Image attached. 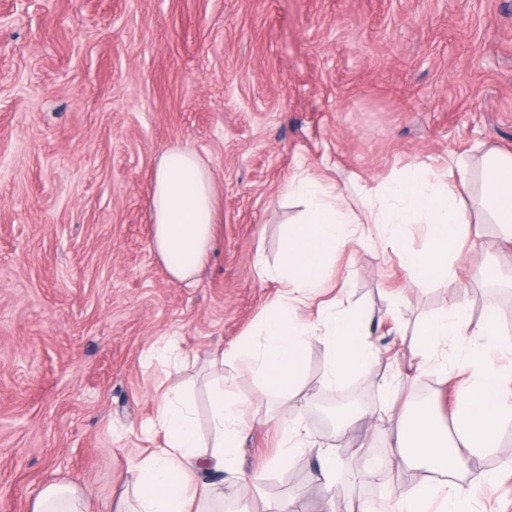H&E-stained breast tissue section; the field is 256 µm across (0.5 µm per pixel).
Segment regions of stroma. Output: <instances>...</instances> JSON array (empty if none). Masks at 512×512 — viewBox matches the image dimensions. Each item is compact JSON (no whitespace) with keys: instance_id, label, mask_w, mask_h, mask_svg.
Returning a JSON list of instances; mask_svg holds the SVG:
<instances>
[{"instance_id":"35a3bbf8","label":"stroma","mask_w":512,"mask_h":512,"mask_svg":"<svg viewBox=\"0 0 512 512\" xmlns=\"http://www.w3.org/2000/svg\"><path fill=\"white\" fill-rule=\"evenodd\" d=\"M12 0H0V16ZM0 23V512H33L42 488L77 480L94 512H123L127 471L158 448L150 432L178 383L201 432L216 380L255 409L224 512L301 497L306 512L351 499L394 504L420 471L368 476L350 444L386 458L393 413L428 403L448 417L442 363L417 371L414 330L465 293L472 329L494 320L512 364V249L480 225L435 280L400 252H425L427 225L400 245L371 238L337 251L329 272L344 303L368 315L377 361L329 386L322 337L296 387L278 396L215 351L261 343L256 323L281 286L273 272L302 212L283 188L305 173L365 217L364 189L409 168L442 177L479 148L512 153V0H33ZM195 150L212 170L217 247L195 280H172L151 242L161 154ZM267 276H260V267ZM495 266L497 285L481 267ZM429 388L427 401L416 394ZM358 393L365 419L345 430L312 420L327 394ZM314 445L275 464L280 423ZM338 463L318 479L322 452ZM512 424L479 456L477 512H512Z\"/></svg>"}]
</instances>
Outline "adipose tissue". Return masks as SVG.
Wrapping results in <instances>:
<instances>
[{"instance_id": "1", "label": "adipose tissue", "mask_w": 512, "mask_h": 512, "mask_svg": "<svg viewBox=\"0 0 512 512\" xmlns=\"http://www.w3.org/2000/svg\"><path fill=\"white\" fill-rule=\"evenodd\" d=\"M477 166L480 206L489 223L497 226L500 238L512 243V154L488 149ZM288 193L302 199L305 210L299 222L288 227L284 259L276 272L281 294L259 316L265 342L259 347L241 345L230 353L232 360L245 361L250 371L282 393L297 380L317 324L325 326L330 351L325 384H336L378 358L369 340L367 320L337 314L335 302L316 301L317 294L328 287L330 257L336 250L362 242L359 219L345 215L336 194L311 178L291 179ZM368 196L388 242H401L405 225L428 226L429 250L403 253L405 268L423 270L426 278L445 270L449 251L472 233L456 180L432 179L412 169L390 185L370 189ZM150 209L153 251L171 278H195L215 243V194L213 174L194 150L177 147L161 155L154 171ZM468 329L467 308L463 300H454L441 314L419 323L418 346L428 351L448 337H466ZM500 347L491 323L479 339L463 345L473 375L458 386L453 426L442 425L427 409L398 414L399 435L388 458L390 467L400 471L414 466L445 476L441 484L416 486L398 512H427L429 502L438 496L447 512H473L474 490H462L457 483L464 458L494 447L503 426L512 421V368L493 360ZM210 411L215 439L208 444L199 436L193 410L183 401L178 386L164 393L155 426L163 432L165 445L129 469L127 486L136 502L134 512H223V493L204 476L237 469V441L250 421V411L220 388L210 396ZM33 512H89V505L78 483L72 481L45 487Z\"/></svg>"}]
</instances>
